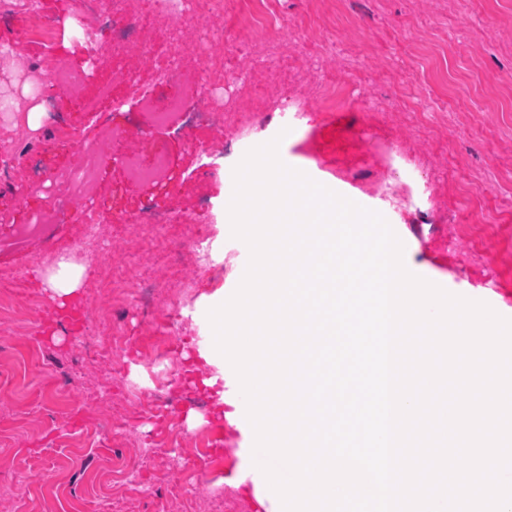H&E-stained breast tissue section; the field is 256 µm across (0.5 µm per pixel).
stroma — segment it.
Wrapping results in <instances>:
<instances>
[{"instance_id":"35a3bbf8","label":"stroma","mask_w":512,"mask_h":512,"mask_svg":"<svg viewBox=\"0 0 512 512\" xmlns=\"http://www.w3.org/2000/svg\"><path fill=\"white\" fill-rule=\"evenodd\" d=\"M82 0H40L51 41L28 30L23 0H0V41L14 44L0 57V96L12 95L14 112L38 110V62L50 55L86 73L82 98L67 87L51 90L54 114L37 128L0 121V272H17L33 300L21 319L0 316V505L9 512H204L212 486L198 475L203 456L221 472L225 496L240 512H255L252 498L235 489L230 451L253 448L228 419L214 418L210 404L175 403L170 424L143 416L126 421L166 380L184 378L183 359L153 357L162 339L153 311L116 309L106 284L86 264L79 289L81 313L108 311L105 334L113 346L129 336L142 341L138 358L95 355L81 323L58 317L44 286L86 220L82 202L59 196L54 175L80 162L77 144L92 141L97 127L136 126V135L107 146L97 167V208L109 231L98 251L112 276L139 275L172 289L185 319L176 335L195 355L213 346L207 313L237 289L249 251L234 238L228 205L234 193L238 148L279 140V157L316 182L381 213L404 245L408 270L447 292L487 303L512 319V0H224V36L208 50L226 62L223 87L203 96L231 108L224 128L187 126L173 115L157 127L122 79L138 73L153 86L154 67L133 43L159 36L160 24L132 14L101 39L113 48L91 62L72 27ZM270 11L275 24L249 30V14ZM370 31L362 39L358 28ZM296 39L324 32L320 47L291 53L297 72L280 85V97L260 104L267 80L259 62L282 32ZM342 80V103L323 109L315 81ZM109 98H102L101 90ZM122 112H114L113 101ZM230 146L231 153L202 173L201 147ZM159 149L167 157L163 186L126 180L116 162L129 152ZM41 185L26 193L29 182ZM61 223L27 233L33 214L47 206ZM191 214L207 238L210 260L201 263L185 245L186 230L167 224L144 239L132 228L145 206ZM484 225L498 254L489 280L470 246L448 247L459 225ZM201 417L188 425V412ZM170 448L169 461L136 468L133 444L148 440ZM138 469V493L116 499L111 480Z\"/></svg>"}]
</instances>
